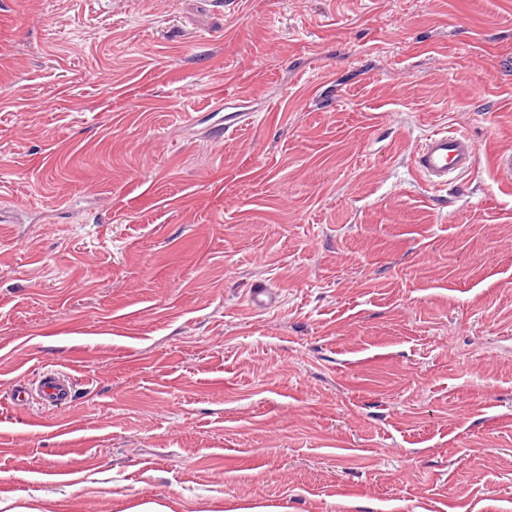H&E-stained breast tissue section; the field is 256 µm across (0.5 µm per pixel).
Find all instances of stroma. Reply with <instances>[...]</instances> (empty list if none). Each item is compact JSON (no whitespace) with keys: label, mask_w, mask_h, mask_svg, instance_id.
Returning <instances> with one entry per match:
<instances>
[{"label":"stroma","mask_w":512,"mask_h":512,"mask_svg":"<svg viewBox=\"0 0 512 512\" xmlns=\"http://www.w3.org/2000/svg\"><path fill=\"white\" fill-rule=\"evenodd\" d=\"M509 145L512 0H0V502L512 512ZM413 172L425 183L438 187L448 178L467 176L475 170L477 148L466 135L436 131L428 135L410 156ZM71 376L60 369H46L31 382L16 386L11 399L19 407L35 401L45 406L67 405L73 399Z\"/></svg>","instance_id":"1"}]
</instances>
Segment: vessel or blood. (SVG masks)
Wrapping results in <instances>:
<instances>
[{
    "instance_id": "vessel-or-blood-1",
    "label": "vessel or blood",
    "mask_w": 512,
    "mask_h": 512,
    "mask_svg": "<svg viewBox=\"0 0 512 512\" xmlns=\"http://www.w3.org/2000/svg\"><path fill=\"white\" fill-rule=\"evenodd\" d=\"M410 161L414 173L423 182L437 187L449 178L472 173L477 163V148L464 134L436 131L415 147ZM11 399L20 407L33 402L53 407L66 405L73 399V381L63 370L46 369L31 382L16 386Z\"/></svg>"
}]
</instances>
